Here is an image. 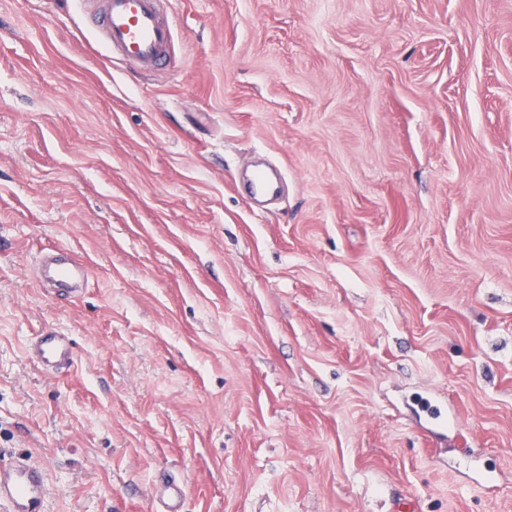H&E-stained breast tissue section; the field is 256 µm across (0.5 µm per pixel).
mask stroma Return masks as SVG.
Returning a JSON list of instances; mask_svg holds the SVG:
<instances>
[{
	"instance_id": "stroma-1",
	"label": "stroma",
	"mask_w": 512,
	"mask_h": 512,
	"mask_svg": "<svg viewBox=\"0 0 512 512\" xmlns=\"http://www.w3.org/2000/svg\"><path fill=\"white\" fill-rule=\"evenodd\" d=\"M79 2L0 0V456L46 512H512V0H173L151 70ZM40 274L42 283L62 294L77 292L89 272L86 266L73 258L68 249L63 248L51 250L44 255ZM32 353L38 364L50 372L69 369L74 361L70 339L55 329L42 331Z\"/></svg>"
}]
</instances>
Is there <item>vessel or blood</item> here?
Returning a JSON list of instances; mask_svg holds the SVG:
<instances>
[{
    "label": "vessel or blood",
    "mask_w": 512,
    "mask_h": 512,
    "mask_svg": "<svg viewBox=\"0 0 512 512\" xmlns=\"http://www.w3.org/2000/svg\"><path fill=\"white\" fill-rule=\"evenodd\" d=\"M100 33L113 53L144 68L159 65L173 43L172 23L164 12V0H99ZM88 275L68 249L46 253L40 279L54 291L77 292ZM38 364L47 371L69 369L74 361L67 336L57 330L42 331L32 347ZM8 512H44L45 484L41 469L29 457L0 461V503Z\"/></svg>",
    "instance_id": "b4317fda"
}]
</instances>
